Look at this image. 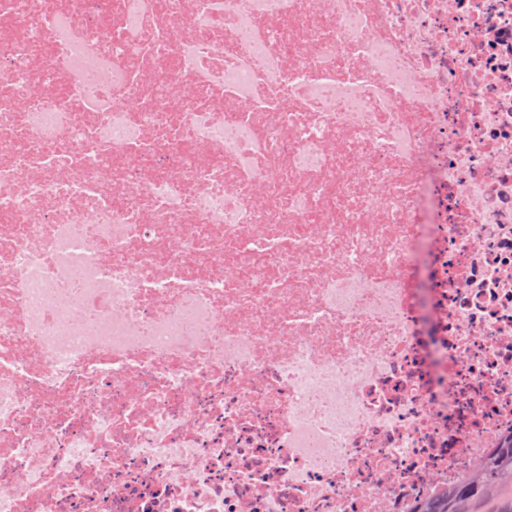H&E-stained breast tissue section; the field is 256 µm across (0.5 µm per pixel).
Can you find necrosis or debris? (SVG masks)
<instances>
[{
    "mask_svg": "<svg viewBox=\"0 0 512 512\" xmlns=\"http://www.w3.org/2000/svg\"><path fill=\"white\" fill-rule=\"evenodd\" d=\"M512 434V0H0V512H411Z\"/></svg>",
    "mask_w": 512,
    "mask_h": 512,
    "instance_id": "4bbe7bcc",
    "label": "necrosis or debris"
}]
</instances>
